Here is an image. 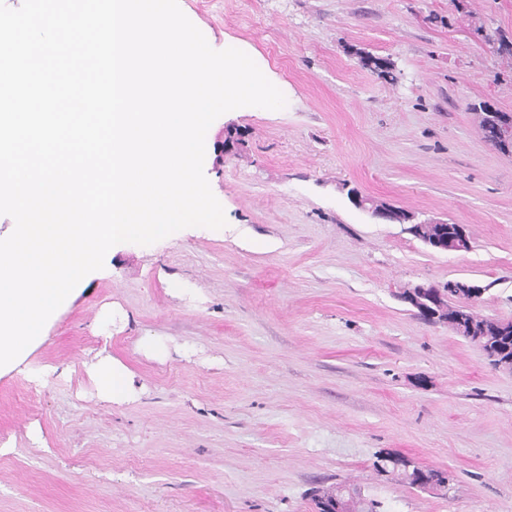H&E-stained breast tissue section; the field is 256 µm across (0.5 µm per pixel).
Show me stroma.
I'll list each match as a JSON object with an SVG mask.
<instances>
[{
	"instance_id": "35a3bbf8",
	"label": "stroma",
	"mask_w": 512,
	"mask_h": 512,
	"mask_svg": "<svg viewBox=\"0 0 512 512\" xmlns=\"http://www.w3.org/2000/svg\"><path fill=\"white\" fill-rule=\"evenodd\" d=\"M179 6L288 105L211 124L226 227L114 246L0 371V512H314L336 484L385 512H512V371L403 298L464 280L478 315L512 320V154L474 114L512 113V0ZM352 189L466 225L471 250L425 248ZM105 358L134 375L125 401L96 387ZM384 451L450 472L447 493L380 475Z\"/></svg>"
}]
</instances>
